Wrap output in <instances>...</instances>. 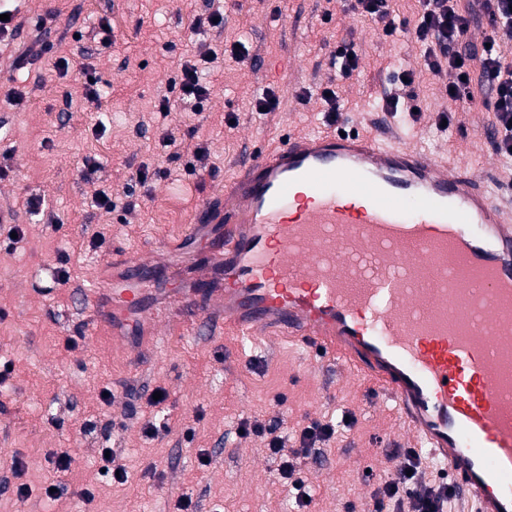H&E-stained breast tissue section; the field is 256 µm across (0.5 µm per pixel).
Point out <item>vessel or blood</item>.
I'll list each match as a JSON object with an SVG mask.
<instances>
[{"label": "vessel or blood", "mask_w": 512, "mask_h": 512, "mask_svg": "<svg viewBox=\"0 0 512 512\" xmlns=\"http://www.w3.org/2000/svg\"><path fill=\"white\" fill-rule=\"evenodd\" d=\"M168 316L340 352L395 402L474 512H512V202L485 177L366 136L291 135L204 197ZM86 291L90 324L133 335L168 271L122 256Z\"/></svg>", "instance_id": "vessel-or-blood-1"}]
</instances>
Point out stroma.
Wrapping results in <instances>:
<instances>
[{"instance_id":"stroma-1","label":"stroma","mask_w":512,"mask_h":512,"mask_svg":"<svg viewBox=\"0 0 512 512\" xmlns=\"http://www.w3.org/2000/svg\"><path fill=\"white\" fill-rule=\"evenodd\" d=\"M224 28L210 31L208 43L230 49L246 38L256 65L218 58L217 79L203 111L158 110L160 98L178 80L181 56L191 48V20L206 0H17L23 28L0 44V153L10 152L11 171L0 180V210L25 227L15 243L0 238V359L12 372L0 384V467L20 457L21 477L30 492L18 499L14 485L0 483V512H175L178 497L192 493L195 512H295L288 490L261 437H241V418L258 414L281 424L287 435L313 420L351 416L350 428L310 463L317 512H342L351 503L368 512L375 488L372 473L395 470L391 448L406 445L397 408L358 369L342 357H326L310 369L307 353L278 336L244 341L233 334L198 339L175 327H161L141 345L114 339L106 326L88 330L79 297L96 279L106 259L137 252L150 254L156 242L172 239L190 225L203 196L223 190L261 149L288 133L323 130L322 88L336 81L352 103L344 120L358 131L377 135L394 127L403 144L436 159L457 163L462 172L489 170L502 188H512V164L498 154L479 111L435 96V78L420 48L406 38L382 39L373 24L345 10L341 0H224ZM331 24H321L325 8ZM53 14L44 30L32 24ZM114 32L110 47L92 36L101 20ZM352 39L362 55L353 78L340 80L332 66L337 41ZM40 40L51 54L29 64L15 60ZM72 66L60 73L54 63ZM89 58L102 99H86V80L78 65ZM415 73L419 122L382 109L388 74L397 66ZM21 91L25 105L14 106L8 89ZM280 99L276 112H253L258 90ZM455 111L457 123L435 125L437 113ZM105 131H97V124ZM172 144H164L166 135ZM208 146L213 170L192 174L190 145ZM100 168L93 183L81 175L85 158ZM154 177L149 187L135 183L141 167ZM108 193L112 212L89 206L92 189ZM44 196L45 215L30 216L29 195ZM103 244L92 249V236ZM66 261L71 279L57 285L48 268ZM75 340L68 348L67 340ZM112 391L103 402V388ZM168 393L152 406L154 389ZM96 415V433L80 425ZM125 419L124 430L109 422ZM165 421L168 430L151 438L143 425ZM121 450L125 484L101 474L100 450L108 441ZM71 458L61 480L69 491L47 497L44 482L49 450ZM212 458L199 465L200 451ZM92 486L84 501L74 492Z\"/></svg>"}]
</instances>
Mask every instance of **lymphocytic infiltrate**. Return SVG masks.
<instances>
[{"mask_svg":"<svg viewBox=\"0 0 512 512\" xmlns=\"http://www.w3.org/2000/svg\"><path fill=\"white\" fill-rule=\"evenodd\" d=\"M349 9L369 19L385 38L406 36L421 49L425 65L436 77L435 91L443 96L482 105L486 126L494 133L498 153L512 160V0H416L414 26L397 22L389 0H349ZM485 18L481 51L463 52L460 46L472 23ZM195 59L180 67L177 98L163 96L159 107L170 112L174 101L202 106L211 94L205 67L213 63L216 52L209 44L198 43ZM237 432L255 434L266 441L270 458L277 464L279 480L294 495L296 508H308L312 489L306 464L316 445L334 440L339 427L332 422L312 421L304 427L296 448L286 449V438L279 426L256 417L241 419ZM391 456L401 458L396 473L381 478L372 495L371 512H446L456 500L454 486L447 480L424 479L425 454L419 448H394Z\"/></svg>","mask_w":512,"mask_h":512,"instance_id":"f902f5d3","label":"lymphocytic infiltrate"}]
</instances>
